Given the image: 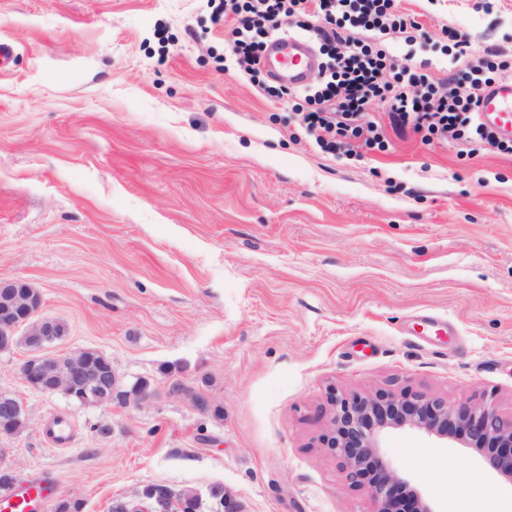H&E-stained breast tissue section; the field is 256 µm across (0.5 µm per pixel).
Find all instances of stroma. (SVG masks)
<instances>
[{"label":"stroma","instance_id":"obj_1","mask_svg":"<svg viewBox=\"0 0 512 512\" xmlns=\"http://www.w3.org/2000/svg\"><path fill=\"white\" fill-rule=\"evenodd\" d=\"M476 2L400 0L428 39L387 51L445 77L451 28L512 82V0ZM226 37L207 0H0V278L117 378L81 407L23 383L24 345L0 352L28 419L0 468L52 472L82 512H152L149 487L168 512H373L321 444L329 392L512 413V155L391 130L384 152H324ZM381 455L433 512L459 476L512 501L460 443L393 430Z\"/></svg>","mask_w":512,"mask_h":512}]
</instances>
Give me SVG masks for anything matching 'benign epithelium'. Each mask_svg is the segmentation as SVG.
I'll use <instances>...</instances> for the list:
<instances>
[{"label": "benign epithelium", "mask_w": 512, "mask_h": 512, "mask_svg": "<svg viewBox=\"0 0 512 512\" xmlns=\"http://www.w3.org/2000/svg\"><path fill=\"white\" fill-rule=\"evenodd\" d=\"M41 293L22 279L0 278V349L12 348L20 328L28 336L30 356L20 369L24 382L43 393L62 392L82 406L111 403L115 378L90 369L89 349L56 352L47 336H61L58 321L39 316ZM323 447L336 458L354 486L367 488L374 512H432L419 494H401L406 481L380 454L389 429L423 431L439 439L464 440L486 463L512 481V415L484 400L456 405L425 394L377 392L347 398L330 394ZM0 436L18 432L14 422L24 415L23 402L0 399Z\"/></svg>", "instance_id": "1"}]
</instances>
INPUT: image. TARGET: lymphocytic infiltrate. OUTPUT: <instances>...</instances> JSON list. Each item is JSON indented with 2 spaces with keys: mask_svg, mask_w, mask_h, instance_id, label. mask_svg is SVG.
<instances>
[{
  "mask_svg": "<svg viewBox=\"0 0 512 512\" xmlns=\"http://www.w3.org/2000/svg\"><path fill=\"white\" fill-rule=\"evenodd\" d=\"M232 24L227 53L252 83H259L265 38L283 22L315 33L327 56L317 84L305 88L298 110L304 130L326 151L341 146L386 150L376 122L367 120L373 103H383L396 134H420L423 141L452 142L462 148L486 144L512 155V141L498 140L478 123V94L494 82L495 52L468 70L435 79L424 66L390 58L382 35L415 28L397 0H224ZM465 83L468 94L443 93L442 83Z\"/></svg>",
  "mask_w": 512,
  "mask_h": 512,
  "instance_id": "1",
  "label": "lymphocytic infiltrate"
}]
</instances>
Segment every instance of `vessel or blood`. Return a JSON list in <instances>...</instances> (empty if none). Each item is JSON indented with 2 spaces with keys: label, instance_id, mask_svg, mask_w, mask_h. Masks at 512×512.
<instances>
[{
  "label": "vessel or blood",
  "instance_id": "1",
  "mask_svg": "<svg viewBox=\"0 0 512 512\" xmlns=\"http://www.w3.org/2000/svg\"><path fill=\"white\" fill-rule=\"evenodd\" d=\"M261 65L281 85L301 89L309 85L319 60L311 39L283 32L271 37ZM478 119L498 136L512 139V83H496L484 90ZM49 495V484L43 479L13 485L0 495V512H36Z\"/></svg>",
  "mask_w": 512,
  "mask_h": 512
}]
</instances>
